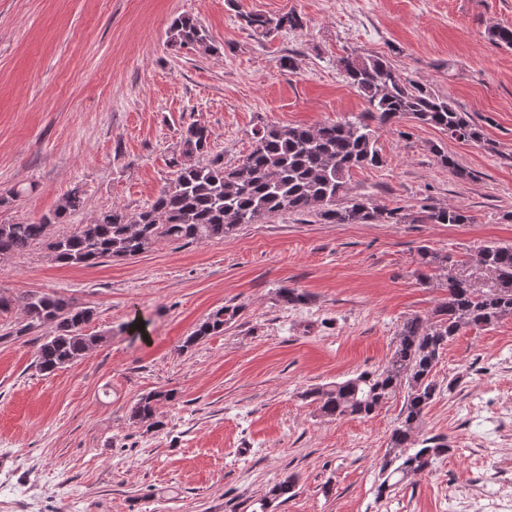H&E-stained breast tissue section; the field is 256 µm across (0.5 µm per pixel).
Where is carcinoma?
I'll list each match as a JSON object with an SVG mask.
<instances>
[{
  "label": "carcinoma",
  "instance_id": "obj_1",
  "mask_svg": "<svg viewBox=\"0 0 512 512\" xmlns=\"http://www.w3.org/2000/svg\"><path fill=\"white\" fill-rule=\"evenodd\" d=\"M242 19L246 27L261 34L304 27L303 17L293 10L277 15L247 14ZM168 45L174 51L211 50L206 30L186 15L170 23ZM340 66L367 104L366 111L353 119L316 127H264L254 133L251 151L229 167L219 156L201 160L209 153L210 133L192 123L181 137L183 160L176 161L174 178L146 208L133 215L112 209L76 225L69 233L53 235V225L66 223L85 205L84 193L75 187L33 224H0V262L43 244L53 261L62 266L90 267L105 258H134L163 241L188 245L222 240L242 224H255L283 212L311 214L322 224L469 223L471 216L460 207L421 204L416 210L403 206L377 209L364 197L351 194L352 171L382 163L377 148L379 131L403 118L465 141H481L482 132L467 113L407 78L381 56L349 55L340 59ZM437 157L456 177H474L447 153L439 151ZM418 255L419 265L427 269L420 275L424 282L448 269L450 256L446 254L423 246ZM479 259L494 276L492 288L476 289L466 280L445 276L441 283L445 297L430 316L404 320L384 367L304 393L321 416L337 420L368 416L399 389H406L403 419L392 431L389 451L380 462V498L405 478L426 471L449 451L448 441L441 437L418 438L422 418L436 395L433 370L445 346L466 328L490 327L512 317V246L487 245L479 250ZM14 306L24 316L10 332L15 338L44 325L52 328L36 349L35 366L42 373H52L82 358L103 342L101 336L84 333L94 309L72 298L37 291L16 298L0 295V312ZM238 313L237 306L212 311L184 347L224 332V325ZM174 398L171 390L144 394L131 407L129 419L134 424L152 421L157 426V403ZM295 486L291 476L276 483L260 503L261 512L292 498Z\"/></svg>",
  "mask_w": 512,
  "mask_h": 512
}]
</instances>
